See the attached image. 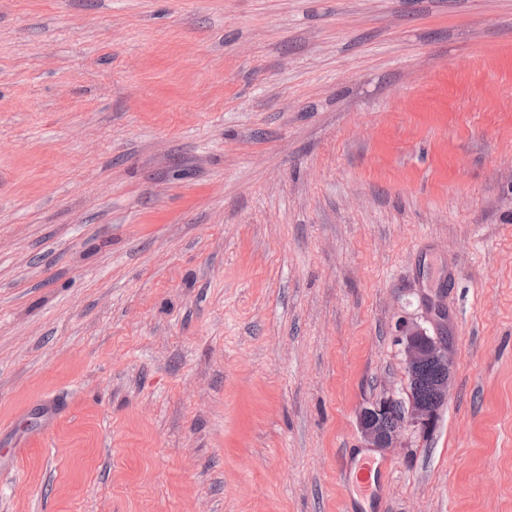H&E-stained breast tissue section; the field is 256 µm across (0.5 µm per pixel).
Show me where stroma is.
<instances>
[{
  "label": "stroma",
  "mask_w": 512,
  "mask_h": 512,
  "mask_svg": "<svg viewBox=\"0 0 512 512\" xmlns=\"http://www.w3.org/2000/svg\"><path fill=\"white\" fill-rule=\"evenodd\" d=\"M46 397L0 512H512V0H0V426ZM396 333L404 354L409 406L401 420L402 409L393 408L398 401L393 396L383 395L363 406L357 420L364 448H397L409 427L430 431L448 404L455 361L446 337L409 321H400ZM391 409L390 420H399L395 425L387 421Z\"/></svg>",
  "instance_id": "obj_1"
}]
</instances>
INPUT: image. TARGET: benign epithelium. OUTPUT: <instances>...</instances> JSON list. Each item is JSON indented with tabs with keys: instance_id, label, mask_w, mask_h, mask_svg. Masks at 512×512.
Wrapping results in <instances>:
<instances>
[{
	"instance_id": "1",
	"label": "benign epithelium",
	"mask_w": 512,
	"mask_h": 512,
	"mask_svg": "<svg viewBox=\"0 0 512 512\" xmlns=\"http://www.w3.org/2000/svg\"><path fill=\"white\" fill-rule=\"evenodd\" d=\"M396 337L404 354L408 409L394 425L387 421L394 397L383 395L362 407L357 420L367 448H396L409 427L430 431L448 404L455 361L446 337L409 321L396 325Z\"/></svg>"
}]
</instances>
